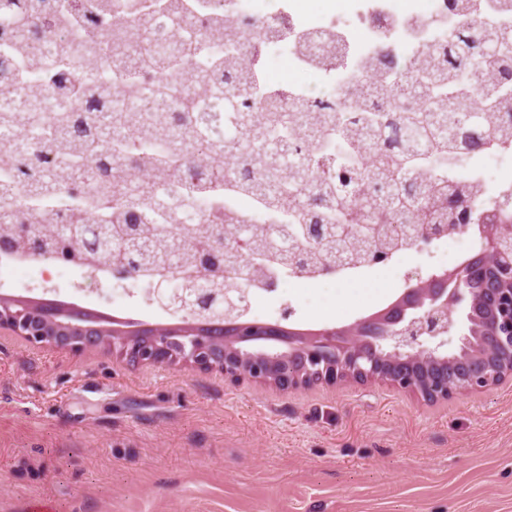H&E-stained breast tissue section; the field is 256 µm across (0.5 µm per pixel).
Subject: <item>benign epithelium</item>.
Returning a JSON list of instances; mask_svg holds the SVG:
<instances>
[{"mask_svg":"<svg viewBox=\"0 0 512 512\" xmlns=\"http://www.w3.org/2000/svg\"><path fill=\"white\" fill-rule=\"evenodd\" d=\"M472 213L456 225L459 233L479 232L482 266L491 272L483 288L465 287L454 271L408 288L387 309L357 320L347 329L302 334L275 323L243 321L221 332L209 324L143 325L126 333L102 326L91 310L73 304L47 305L0 296V329L32 345L75 354L108 347L131 365H187L219 370L224 379L272 384L288 392L316 384L335 386L383 382L426 402L461 392L482 391L512 376V263L501 261L500 241L512 237L511 224H473ZM31 224L15 225L0 237V252H45L46 244L65 248V258L82 260L79 224H44L43 236L29 235ZM152 297L160 307L173 300L171 283L158 279ZM465 327L457 351L448 335Z\"/></svg>","mask_w":512,"mask_h":512,"instance_id":"benign-epithelium-1","label":"benign epithelium"}]
</instances>
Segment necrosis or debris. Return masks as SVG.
Returning <instances> with one entry per match:
<instances>
[{
    "label": "necrosis or debris",
    "instance_id": "4bbe7bcc",
    "mask_svg": "<svg viewBox=\"0 0 512 512\" xmlns=\"http://www.w3.org/2000/svg\"><path fill=\"white\" fill-rule=\"evenodd\" d=\"M201 6L210 20L230 22L224 42L231 45L251 64L254 111H262L272 92L282 95L280 105L291 110L297 100L325 101L335 112L352 111L365 89V72L370 65L390 57L401 66L404 83H411L409 63L429 48L447 39L459 26V19L448 14V0H340L338 7L317 11L306 7V0H190ZM156 65L144 66L133 50L122 54L128 71L137 73L144 85L167 81L172 97L168 112L179 113L193 96V89L182 84L179 76L166 68L163 61L182 49L169 18L156 17L153 22ZM86 36L75 20H67L52 33L38 40L33 50L42 68L56 62L59 45L76 49ZM287 61L292 77L280 83L266 79L271 62ZM75 101L61 102L54 91L0 95V112H38L51 115L61 109H76ZM502 168L512 169V140L494 142L480 154L467 155L461 164L435 168L436 177L457 178L477 186L482 205H496L512 213V182L503 183L496 175ZM424 247L400 240L386 261L348 262L323 278L299 274L285 266H274L270 274L276 289L291 284L318 286L324 281L350 283L365 280L376 271L394 269L406 258L423 255ZM0 264L33 272L49 283L64 275L80 276L86 287L111 283L107 265L89 268L46 254L0 255Z\"/></svg>",
    "mask_w": 512,
    "mask_h": 512
}]
</instances>
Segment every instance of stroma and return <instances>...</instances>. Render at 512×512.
Listing matches in <instances>:
<instances>
[{"label": "stroma", "instance_id": "35a3bbf8", "mask_svg": "<svg viewBox=\"0 0 512 512\" xmlns=\"http://www.w3.org/2000/svg\"><path fill=\"white\" fill-rule=\"evenodd\" d=\"M0 266V295L174 324L139 286L81 297ZM410 265L356 293L258 302L255 320L341 328L416 284ZM512 512V379L429 403L346 381L282 392L221 372L130 366L0 330V512Z\"/></svg>", "mask_w": 512, "mask_h": 512}]
</instances>
